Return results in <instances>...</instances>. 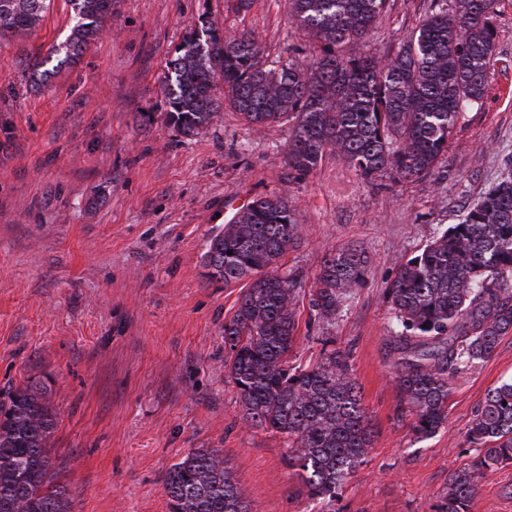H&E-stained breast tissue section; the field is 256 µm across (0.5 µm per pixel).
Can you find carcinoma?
<instances>
[{
  "label": "carcinoma",
  "instance_id": "cac0c4a2",
  "mask_svg": "<svg viewBox=\"0 0 512 512\" xmlns=\"http://www.w3.org/2000/svg\"><path fill=\"white\" fill-rule=\"evenodd\" d=\"M499 0H431L426 17L390 55L367 51L388 0H288L311 58L268 61L251 33L194 32L171 60L167 118L184 137L209 130L224 107L250 126L288 125L284 162L314 173L332 155L364 181L419 180L448 151L465 112L482 104L498 39ZM72 25L57 66L75 63L106 31L114 0H67ZM51 0H0V37L34 31ZM224 83V96L215 93ZM300 236L288 195H261L212 236L206 276L246 281L224 323V362L243 419L292 440L307 494L332 496L361 465L376 431L348 354L323 351L312 366L288 357L299 332L300 292L283 259ZM355 246L327 255L313 277L310 313L336 317L365 281ZM401 353L394 381L429 437L448 418V379L495 353L512 330V171L482 193L417 254L386 289ZM56 413L47 386L30 379L0 401V512H71L54 483L49 448ZM482 448L471 468L448 478L436 512H473L480 481L512 464V383L490 389L467 433ZM169 512H253L219 448H193L164 478Z\"/></svg>",
  "mask_w": 512,
  "mask_h": 512
}]
</instances>
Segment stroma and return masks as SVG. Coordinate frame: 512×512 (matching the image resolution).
<instances>
[{
	"label": "stroma",
	"mask_w": 512,
	"mask_h": 512,
	"mask_svg": "<svg viewBox=\"0 0 512 512\" xmlns=\"http://www.w3.org/2000/svg\"><path fill=\"white\" fill-rule=\"evenodd\" d=\"M430 0H389L368 40L389 55ZM247 29L269 60L310 50L285 0H119L109 30L32 85L28 64L70 28L66 0L42 26L0 40V398L28 377L52 390L58 480L72 512H168L163 480L194 448H220L257 512H434L480 451L467 430L488 390L512 381V331L449 381L448 421L416 435L394 377L399 354L385 290L404 259L512 170V0L498 8L496 62L481 107L423 180L363 182L329 158L296 177L287 127L254 129L232 109L203 135L166 121L175 48L205 22ZM287 193L300 236L285 256L302 297L294 366L348 352L377 435L330 500L300 490L281 434L245 427L224 361L240 284L209 281V238L260 195ZM369 267L336 318H313L314 273L337 247ZM474 512H512V465L479 483Z\"/></svg>",
	"instance_id": "obj_1"
}]
</instances>
